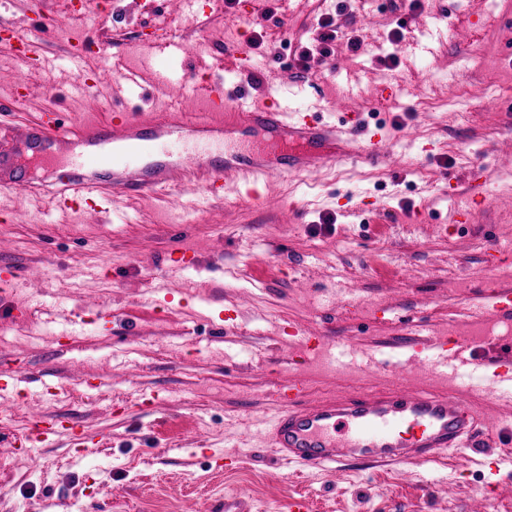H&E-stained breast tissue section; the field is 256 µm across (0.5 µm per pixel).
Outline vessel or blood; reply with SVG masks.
Returning a JSON list of instances; mask_svg holds the SVG:
<instances>
[{"instance_id":"obj_1","label":"vessel or blood","mask_w":512,"mask_h":512,"mask_svg":"<svg viewBox=\"0 0 512 512\" xmlns=\"http://www.w3.org/2000/svg\"><path fill=\"white\" fill-rule=\"evenodd\" d=\"M90 81L95 85L116 81L130 93L141 87L135 69L115 74L105 67L91 72ZM199 101L207 119L117 107L112 119L103 121L96 113L86 112L69 125L59 113H47L41 124L20 129L11 143L0 148V190L45 197L62 211L80 215L107 208L117 193L143 196L192 182L204 185L208 197L217 199L224 192L227 172H238L241 181L250 184L302 172L344 154L340 134L317 116L256 105L245 89L230 90L224 81L208 84ZM228 112L262 137L265 147L243 157L225 149ZM173 136L194 138L205 148L170 157L160 144ZM24 158L62 162L68 171L65 178L52 182L34 173L23 177L19 162ZM477 309L486 318L512 315V290L492 288ZM413 333L425 339L420 346L423 363L438 381L437 390L347 393L310 402L303 383L289 382L277 390L265 428V439L278 459L313 472H329L354 464L430 463L448 448L479 450L486 436L480 412L473 404L449 397L458 374L439 354V341L428 339L425 324H415ZM63 436L76 438V428L58 425L44 415L35 432L20 438L10 451L15 454L20 448L50 444Z\"/></svg>"}]
</instances>
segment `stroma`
<instances>
[{"instance_id": "obj_1", "label": "stroma", "mask_w": 512, "mask_h": 512, "mask_svg": "<svg viewBox=\"0 0 512 512\" xmlns=\"http://www.w3.org/2000/svg\"><path fill=\"white\" fill-rule=\"evenodd\" d=\"M61 10L76 16L71 31L45 38L47 16ZM325 16L338 27L331 54L294 67ZM0 24L56 62L0 111V144L42 113L83 112L66 48L101 31L108 39L84 66L142 69L131 111H193L196 97L159 85L167 72L194 90L232 74L264 104L277 92L334 124L362 112L388 150L374 164L354 151L275 176L253 194L232 178L223 198L190 211L182 203L201 189L120 197L77 222L33 217L0 192V260L17 273L0 297V364L21 379L0 439L27 434L34 407L84 433L77 448L63 437L0 460V512H224L228 495L251 499L255 512H288L296 498L308 512H512V467L469 451L308 478L263 442L277 388L296 378L312 401L425 389L427 372L404 356L414 321L436 336L468 335L449 355L465 375L485 361L475 376L484 419L512 420L496 399L512 318L470 314L488 286L512 288V9L494 0H423L415 10L409 0H169L163 10L157 0H0ZM174 30L187 48L179 69L159 50ZM477 168L491 178L473 201L466 187ZM459 210L468 223L453 224ZM182 247L196 262L176 270L170 254ZM32 281L43 296L16 321ZM292 324L326 337L328 352L377 362L345 371L306 353ZM47 385L58 399L43 401ZM235 444L253 455L214 468L208 449Z\"/></svg>"}]
</instances>
